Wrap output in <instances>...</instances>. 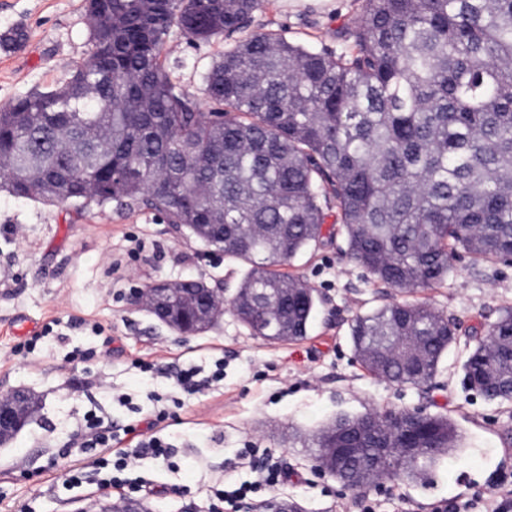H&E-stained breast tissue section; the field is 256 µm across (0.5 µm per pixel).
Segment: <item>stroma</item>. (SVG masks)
Wrapping results in <instances>:
<instances>
[{
    "instance_id": "35a3bbf8",
    "label": "stroma",
    "mask_w": 512,
    "mask_h": 512,
    "mask_svg": "<svg viewBox=\"0 0 512 512\" xmlns=\"http://www.w3.org/2000/svg\"><path fill=\"white\" fill-rule=\"evenodd\" d=\"M360 6V0H266L253 26L333 51ZM16 26L28 39L0 47V104L62 82L87 50L84 0H0V33ZM223 50L220 38L175 36L166 50L172 80L200 94L203 69ZM336 228L335 215H328L321 240L281 268L325 298L307 338L270 343L229 314L214 329L182 336L136 305L134 291L161 279H202L230 289L242 274L239 264L147 210L112 203L79 212L0 192V395L24 388L40 401L30 424L0 444V512H98L101 499L119 501L93 482L49 488V464L81 459L85 415L119 429L162 409L170 418L158 434L174 453L144 458L135 471L156 487L143 499L150 512H216L213 483L254 480L238 462L249 446L280 459L287 477L275 493L304 512H363L367 501L376 512H436L512 483V404L489 402L466 385L464 346L449 348L436 378L420 389L375 378L356 361L349 322L380 304L384 291L366 284L363 270L348 261ZM133 236L144 244L136 258L129 254ZM455 265L447 284L417 297L444 310L462 332L495 321L501 307L512 305V264L476 263L464 254ZM24 317L50 333L22 356L14 348L25 340ZM77 349L90 351L91 359L72 364ZM218 357L224 380L215 389L189 395L172 385L178 369L208 370ZM144 362L152 371L141 370ZM406 407L448 414L467 446L463 456L435 468L431 484L385 481L360 493L320 472L310 448L320 427L339 414Z\"/></svg>"
}]
</instances>
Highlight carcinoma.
I'll return each instance as SVG.
<instances>
[{
    "instance_id": "1",
    "label": "carcinoma",
    "mask_w": 512,
    "mask_h": 512,
    "mask_svg": "<svg viewBox=\"0 0 512 512\" xmlns=\"http://www.w3.org/2000/svg\"><path fill=\"white\" fill-rule=\"evenodd\" d=\"M264 0H86L87 52L55 87L0 105V192L79 210L153 211L246 267L229 299L190 280L171 293L191 325L222 303L250 335L308 336L320 305L278 267L321 239L336 208L345 255L374 288L403 295L356 315L368 374L430 383L457 324L408 295L437 288L462 253L512 259V0H362L336 51L251 30ZM181 34L229 46L203 71L209 109L164 63ZM466 384L512 402V307L465 340ZM373 431L359 460L390 481L425 479L463 436L443 413L375 409L336 417Z\"/></svg>"
}]
</instances>
